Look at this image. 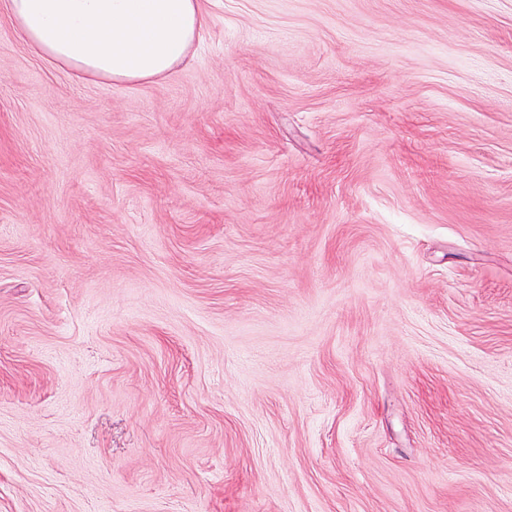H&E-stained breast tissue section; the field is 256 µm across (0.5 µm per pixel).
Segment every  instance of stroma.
<instances>
[{"instance_id":"obj_1","label":"stroma","mask_w":512,"mask_h":512,"mask_svg":"<svg viewBox=\"0 0 512 512\" xmlns=\"http://www.w3.org/2000/svg\"><path fill=\"white\" fill-rule=\"evenodd\" d=\"M200 4L0 8V512H512V0ZM20 39L77 76L158 81L187 58L199 0H3Z\"/></svg>"}]
</instances>
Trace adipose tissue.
Here are the masks:
<instances>
[{"instance_id":"adipose-tissue-1","label":"adipose tissue","mask_w":512,"mask_h":512,"mask_svg":"<svg viewBox=\"0 0 512 512\" xmlns=\"http://www.w3.org/2000/svg\"><path fill=\"white\" fill-rule=\"evenodd\" d=\"M20 39L75 75L156 81L186 59L199 0H5Z\"/></svg>"}]
</instances>
